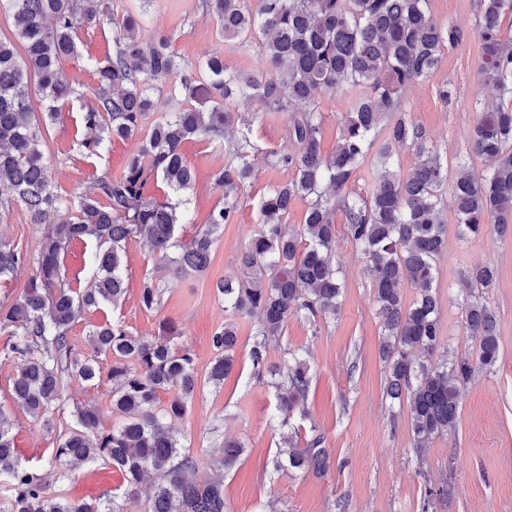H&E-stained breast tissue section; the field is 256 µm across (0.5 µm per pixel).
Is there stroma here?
Returning <instances> with one entry per match:
<instances>
[{
  "instance_id": "35a3bbf8",
  "label": "stroma",
  "mask_w": 512,
  "mask_h": 512,
  "mask_svg": "<svg viewBox=\"0 0 512 512\" xmlns=\"http://www.w3.org/2000/svg\"><path fill=\"white\" fill-rule=\"evenodd\" d=\"M112 17L146 9L144 41L164 35L184 63L194 66L210 55L223 56L230 71L246 77L263 70L257 47L241 46L224 36L213 13L202 0H110ZM111 24L79 30L74 55L65 58L61 74L78 97L63 108L45 146L52 180L58 192L75 201L82 185L100 176L121 174L138 138L114 140L100 156L87 157L78 143L84 130L81 112L93 100L90 59H104L112 50ZM480 50L476 39L446 49L442 62L430 77L413 84L403 95L405 112L432 137L442 159L449 164L465 156L464 132L481 106L497 101L494 87L483 85ZM449 89L451 102H442L441 89ZM323 118L322 151L332 154L341 132L342 119L350 110L343 94H319ZM240 117L251 129L255 147V177L238 199L234 223L225 225L206 271L174 278L160 269L148 244L136 238L126 244L123 302L88 311L73 326L70 336L76 349L90 353V334L108 321L122 322L137 336L157 333L160 321L171 319L182 334L178 347H188L200 381L186 416L173 424L184 448L198 457L203 468H212L222 455V439H238L246 448L238 465L224 475L228 512H262L272 503L273 512H512V233L501 236L487 231L469 241L459 240L451 211H443L448 249L440 258L435 283L440 306L443 344L460 353L472 341L466 335L461 309L462 293L457 272L462 267L492 263L498 283L485 295L494 310L501 339L496 366L482 370L460 388L459 420L455 431L432 439L424 458H416L408 406L391 404L386 395L387 372L379 355L381 321L376 314L373 289L361 272L355 246L345 237L336 240L335 258L345 276L340 310L334 320L310 323L290 318L277 345L271 346L270 362L285 358L289 348L301 350L312 377L305 415L293 416L288 429L275 418L274 391L266 378L256 376L249 357L251 338L260 320L241 316L236 320L239 345L236 365L223 385L207 383L206 376L216 351L214 332L224 324V303L216 295L217 283L240 273L239 255L259 228L258 204L274 185L292 179L293 172L270 166L267 151L292 153L296 145L288 136V112H270L257 102H238ZM185 157L196 173L194 191L188 192L187 210L195 224L182 225L177 234L189 241L196 224L205 223L210 211L224 203V193L213 182L223 166L221 149L192 141ZM165 286L159 308L148 310L140 302L145 278ZM103 376L92 386L68 380L59 407L47 418L30 415L14 399L9 380L11 361L0 357V411L11 422L17 455L22 464L44 469L51 492L65 498H111L123 477L112 465L98 463L68 470L57 477L46 464L58 436L76 423L75 406L94 405L102 412L101 426L111 430L118 419L112 413V382L108 373L112 358H99ZM298 447L322 436L331 454L328 472L321 477L276 472L268 462L278 452L283 434ZM447 483L448 499L426 506L425 488Z\"/></svg>"
}]
</instances>
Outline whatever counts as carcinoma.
<instances>
[{
    "mask_svg": "<svg viewBox=\"0 0 512 512\" xmlns=\"http://www.w3.org/2000/svg\"><path fill=\"white\" fill-rule=\"evenodd\" d=\"M249 2L207 0L206 6L224 36L256 43L266 69L241 78L222 57L211 56L199 66L208 75L204 83L193 68H179L171 38L144 43L139 15L124 16L112 36V54L93 64L94 101L82 112V152L98 156L112 137L138 134L156 107L159 84L175 73L179 83L173 92L193 105L157 122L120 176L87 182L72 204L55 191L43 143L48 124L75 94L60 76V63L76 51L78 30L110 20L109 0H0L21 43L18 50L13 40L0 38V213L19 205L31 223L42 226L25 288L16 299L0 302V332L8 336L3 355L15 365L11 391L32 415L44 416L59 403L68 379L97 381V357L112 355V412L120 423L104 432L99 408H75L77 426L59 439L48 465L109 463L125 484L123 494L110 499L52 495L44 475L19 461L11 423L0 412V512H132L128 505L139 503L143 494L144 512H226L224 471L240 461L245 448L224 439L223 457L202 476L197 457L171 434L172 421L186 414L198 387L192 354L171 344L181 335L176 323L162 322L154 336H134L120 322L100 324L90 334L88 355L75 349L70 331L87 311L116 306L124 298L123 258L132 238L147 241L177 276L207 269L214 241L234 220L238 194L254 175L250 129L229 135L238 98L258 100L270 112L304 106L288 125L297 151L267 152L271 165L291 168L294 177L261 200V227L241 257L247 276L217 285L224 311L261 315L250 359L256 369L279 377L280 425L288 426L297 410L305 413L311 376L307 362L291 349L288 364H267L269 346L292 317L314 322L338 312L344 283L333 248L339 232L356 247L362 274L372 285L382 321L386 392L394 402L407 401L417 458L434 437L456 429L459 386L499 360L496 314L485 302L497 269L482 264L461 273L464 327L473 342L472 351L461 356L447 350L437 354L434 282L447 250L441 207L453 213L462 240L491 227L504 233L512 224V33L503 27L505 15L512 16V0H477L472 33L436 22L428 0H257L254 10ZM472 36L480 44L483 81L497 88L499 103L476 113L465 135L467 155L450 172L425 129L402 110L401 100L406 88L438 68L445 49ZM30 74L37 78L34 92ZM320 91L355 93L328 157L321 150L322 116L315 100ZM34 93L48 102L40 117ZM195 140H206L227 156L213 175L214 185L224 190V205L181 245L177 228L192 219L177 205L149 197L148 188L158 180L175 194L193 187L195 172L183 147ZM406 148L418 159L408 177L390 168ZM372 152L379 170L364 195L354 183ZM475 157L483 162L480 170L473 166ZM297 198L306 199L308 208L302 224L288 230V210ZM339 209L341 228L335 222ZM86 239L95 244L96 275L94 285L80 291L63 271L64 258L73 242ZM27 261L17 244L0 236V280L12 278ZM407 284L417 288L409 306L403 300ZM162 295L160 284L144 281L140 299L146 309L160 306ZM212 344L217 355L208 379L219 385L234 367V322H224ZM436 354L437 362L426 363ZM172 387L176 395L157 408L159 393ZM270 465L275 471L322 476L330 454L318 435L303 448L288 443L286 457L275 456Z\"/></svg>",
    "mask_w": 512,
    "mask_h": 512,
    "instance_id": "obj_1",
    "label": "carcinoma"
}]
</instances>
